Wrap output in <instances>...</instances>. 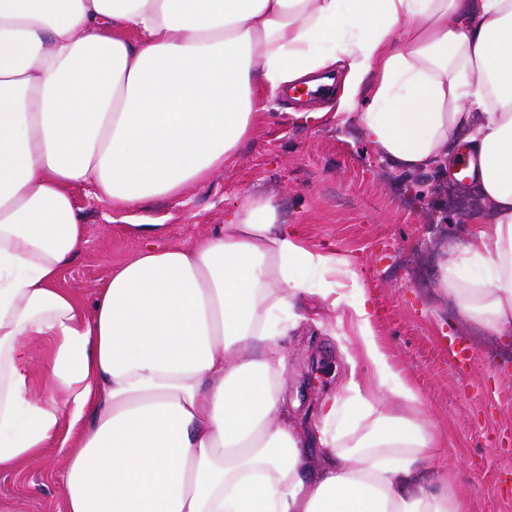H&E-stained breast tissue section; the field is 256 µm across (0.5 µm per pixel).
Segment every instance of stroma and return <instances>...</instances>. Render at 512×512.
Returning a JSON list of instances; mask_svg holds the SVG:
<instances>
[{
  "instance_id": "obj_1",
  "label": "stroma",
  "mask_w": 512,
  "mask_h": 512,
  "mask_svg": "<svg viewBox=\"0 0 512 512\" xmlns=\"http://www.w3.org/2000/svg\"><path fill=\"white\" fill-rule=\"evenodd\" d=\"M323 110L320 119L309 114ZM334 98L284 100L266 111L234 157L179 199L158 197L138 210L112 209L94 190L73 192L89 242L65 266L58 288L91 305L115 263L142 244L154 223L162 246L190 247L211 233L249 193L272 197L302 243L334 255L335 266L295 273L312 284L335 282L337 307L308 295L297 311L307 331L285 344L288 398L304 415L335 394L336 435L348 442L366 428L343 387L367 385L372 367L359 353L354 308L366 303L377 339L396 370L418 390L419 416L447 445L437 463L452 474L472 512H512V337L484 333L438 289L441 260L489 225L476 182L458 184L446 168L405 169L367 141L357 115L335 118ZM63 455L48 449L22 475L0 473L8 512H55Z\"/></svg>"
}]
</instances>
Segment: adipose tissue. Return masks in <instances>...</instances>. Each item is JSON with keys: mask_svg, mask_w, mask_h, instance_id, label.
<instances>
[{"mask_svg": "<svg viewBox=\"0 0 512 512\" xmlns=\"http://www.w3.org/2000/svg\"><path fill=\"white\" fill-rule=\"evenodd\" d=\"M338 65L342 113L372 77L360 120L400 167L455 165L461 136L494 218L440 286L468 320L512 334V0H0V472L59 449L61 512H469L448 472L423 479L443 443L410 417L419 394L366 304L361 354L404 411L355 391L371 422L349 445L333 397L312 425L294 418L281 341L304 295L340 298L295 275L332 259L270 198L245 196L193 247L144 245L91 306L56 286L88 242L75 188L117 210L180 197L277 96ZM468 266L488 273L461 278ZM46 336L40 390L29 344Z\"/></svg>", "mask_w": 512, "mask_h": 512, "instance_id": "obj_1", "label": "adipose tissue"}]
</instances>
